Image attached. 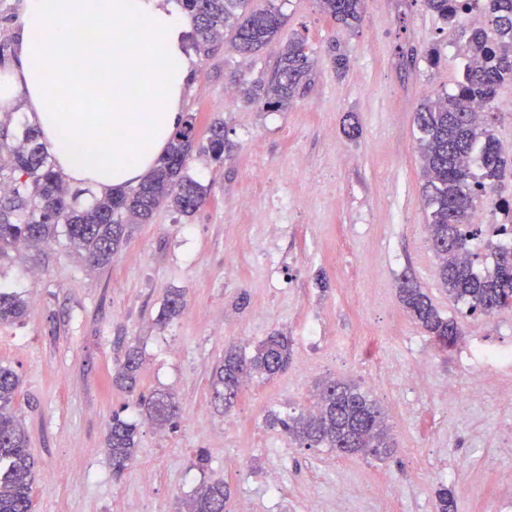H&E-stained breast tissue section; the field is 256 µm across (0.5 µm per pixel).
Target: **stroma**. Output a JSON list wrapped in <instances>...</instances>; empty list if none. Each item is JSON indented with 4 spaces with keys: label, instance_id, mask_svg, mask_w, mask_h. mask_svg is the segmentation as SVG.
<instances>
[{
    "label": "stroma",
    "instance_id": "35a3bbf8",
    "mask_svg": "<svg viewBox=\"0 0 512 512\" xmlns=\"http://www.w3.org/2000/svg\"><path fill=\"white\" fill-rule=\"evenodd\" d=\"M287 18L258 55L230 44L195 54L183 112L196 145L226 124L233 145L223 166L191 156L189 172L211 190L191 216L160 209L137 227L110 266L89 270L65 239L39 252L8 250L0 285L25 294L27 318L0 324V364L21 379L16 409L36 461L33 512H178L202 483L224 480L253 512H436L435 492L453 490L456 512H498L512 500V367L490 373L480 403L441 392L464 378L462 350L512 346V308L493 318L462 315L437 278L427 239L414 115L431 92L452 91L462 58L457 30L423 0H368L355 32L340 30L315 0H276ZM304 38L314 60L288 110L264 112L225 100L233 79L270 77L284 39ZM347 52L337 76L330 44ZM442 56L431 65L429 48ZM356 136H348L349 127ZM266 173L264 187L253 181ZM288 198V224L274 229L267 199ZM280 261L259 266L255 253ZM207 268L200 276L199 268ZM413 278L462 333L440 348L403 308L398 288ZM187 306L169 324L157 316L173 289ZM322 337L310 345L308 320ZM273 333L292 357L269 380L252 379L235 406L215 401L212 373L228 345L251 349ZM138 345L140 389L168 391L184 417L159 428L137 399L112 383L126 345ZM419 367L421 388L405 380ZM387 383L370 388L397 448L388 458L301 448L270 413L305 409L325 379ZM137 427V453L115 472L105 448L113 411ZM205 464H198V456ZM283 471L279 498L267 475ZM359 487L339 500L331 488Z\"/></svg>",
    "mask_w": 512,
    "mask_h": 512
}]
</instances>
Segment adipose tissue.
I'll return each mask as SVG.
<instances>
[{"label":"adipose tissue","mask_w":512,"mask_h":512,"mask_svg":"<svg viewBox=\"0 0 512 512\" xmlns=\"http://www.w3.org/2000/svg\"><path fill=\"white\" fill-rule=\"evenodd\" d=\"M190 31L176 0H24L0 112L28 114L69 182L138 183L182 123Z\"/></svg>","instance_id":"ef3b65f1"}]
</instances>
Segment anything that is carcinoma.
<instances>
[{
	"label": "carcinoma",
	"mask_w": 512,
	"mask_h": 512,
	"mask_svg": "<svg viewBox=\"0 0 512 512\" xmlns=\"http://www.w3.org/2000/svg\"><path fill=\"white\" fill-rule=\"evenodd\" d=\"M367 0H318L320 10L336 25L355 31L365 14ZM194 25L193 46L205 55L232 34V48L252 56L274 40L286 17L272 2L250 7V0H181ZM427 9L449 25H460L462 66L452 92H434L423 98L415 112L417 149L424 177L423 195L428 239L439 258L440 286L468 316L490 318L512 307V249L492 243L487 251L492 268L481 271L471 251L473 219L482 203L471 162H476L488 186L503 176L512 162L501 152L491 117L498 89L512 83V0H487V25L463 24V5L457 0H425ZM313 66L305 39L288 40L268 80L240 82L237 94L271 112L288 108L300 94ZM195 139L194 117L176 130L157 166L136 186L104 192L89 205H80L81 189L73 190L54 169L38 133L31 127L0 143V257L19 245L38 248L65 236L69 248L91 268H104L129 241L134 225L148 224L162 206L180 215L196 212L206 201L208 186L187 171ZM231 145L225 124L210 127L207 159L224 164ZM406 311L427 335L442 347L452 344L461 329L458 321L443 316L420 286L406 279L399 287ZM186 306L184 294L167 296L159 322L179 318ZM27 299L0 287V323L23 321ZM288 337L274 333L250 351L237 346L224 350L213 372L216 399L228 409L234 405L245 380L271 379L288 365ZM142 355L130 345L113 373V383L133 394L140 383ZM20 388L18 374L0 364V512H32L35 462L28 451V436L15 409ZM139 405L155 426H173L181 407L173 394L154 390L139 394ZM289 439L307 448H329L336 453L375 458L391 454L395 443L381 409L359 384L329 380L321 384L313 409L282 419L268 418ZM136 425L112 414L105 443L112 467L120 472L136 452ZM228 482L197 488L180 512H231Z\"/></svg>",
	"instance_id": "carcinoma-1"
}]
</instances>
